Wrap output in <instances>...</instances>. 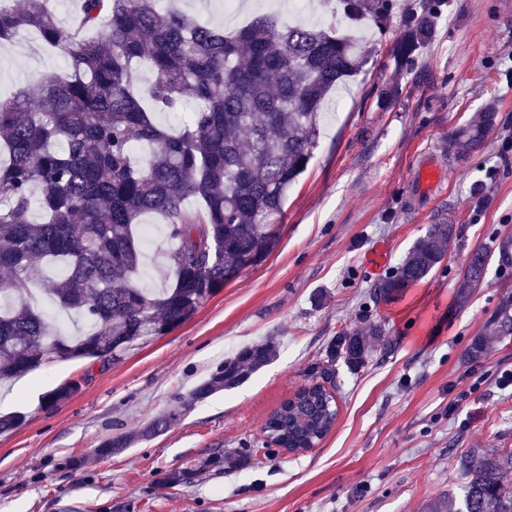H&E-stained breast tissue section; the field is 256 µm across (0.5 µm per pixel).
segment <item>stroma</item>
I'll return each instance as SVG.
<instances>
[{
  "mask_svg": "<svg viewBox=\"0 0 512 512\" xmlns=\"http://www.w3.org/2000/svg\"><path fill=\"white\" fill-rule=\"evenodd\" d=\"M390 24L370 28L367 63L330 95L324 131L307 169L288 192L270 247L182 325L138 342L119 360L51 363L28 388L0 383V414L24 420L0 435V512H424L462 481L459 461L477 451L512 450V336L489 341L467 361L504 297L512 272L490 265L466 306L456 304L472 249L512 233V0H448L431 39L395 71L394 41L420 0H397ZM196 17L235 29L276 9L283 21L313 24L320 0H182ZM64 54L37 37L0 55V96L61 73ZM401 93L384 108L391 84ZM494 120L466 158L456 132L474 117ZM445 167V184L411 204L418 154ZM452 220L460 236L426 279L387 301L371 288L394 275L427 225ZM384 340L366 362L328 365L342 332ZM275 341V358L237 388L193 404L163 433L107 459L93 450L134 434L184 400L224 359ZM332 367L339 414L311 450L263 445L268 415ZM67 380L80 392L53 406L43 395ZM240 465L201 471L187 486L161 487L173 468H200L215 453ZM79 467H70L71 459Z\"/></svg>",
  "mask_w": 512,
  "mask_h": 512,
  "instance_id": "stroma-1",
  "label": "stroma"
}]
</instances>
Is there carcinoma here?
Masks as SVG:
<instances>
[{"label":"carcinoma","mask_w":512,"mask_h":512,"mask_svg":"<svg viewBox=\"0 0 512 512\" xmlns=\"http://www.w3.org/2000/svg\"><path fill=\"white\" fill-rule=\"evenodd\" d=\"M48 0L14 5L0 0V44L35 32L68 59V73L46 75L0 100V380L65 359L113 360L143 336L190 319L213 291L269 246L288 188L307 169L319 143L327 95L365 63L363 43L339 25L387 26L394 0H325V21L287 24L257 15L226 30L163 4V0H77L63 26ZM439 5L422 0L392 48L403 69L429 40ZM193 104L171 127L160 112ZM489 117H476L455 138L458 156L481 140ZM39 211L41 220L33 221ZM160 217L170 242L161 288L141 282L142 217ZM457 237L456 225L430 224L392 277L375 284L387 300L427 277ZM466 262L458 307L485 278L492 258L512 267V235L494 251L474 249ZM45 261L59 263L48 291L89 329L52 333L32 300L30 283ZM492 336H512V304L491 321ZM372 345L345 331L327 357L362 364ZM276 346L243 350L194 386L182 405L148 421L139 438L164 432L186 407L233 389L270 363ZM336 399L321 384L295 392L267 418L264 436L285 448H312L332 430ZM133 442L104 439L95 452L109 458ZM213 455L200 468L165 471L161 486L193 483L222 470ZM465 481L434 500L427 512H512V451L474 454Z\"/></svg>","instance_id":"cac0c4a2"}]
</instances>
